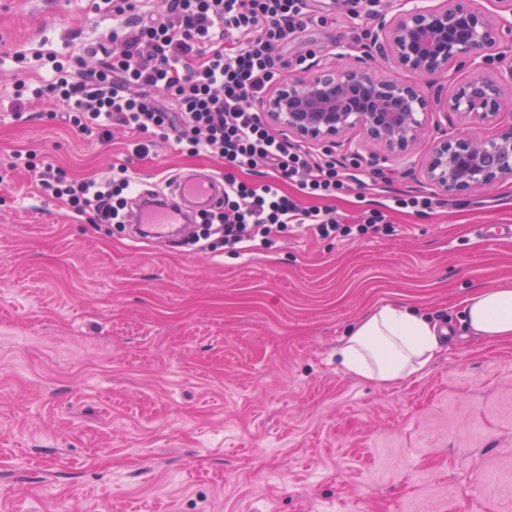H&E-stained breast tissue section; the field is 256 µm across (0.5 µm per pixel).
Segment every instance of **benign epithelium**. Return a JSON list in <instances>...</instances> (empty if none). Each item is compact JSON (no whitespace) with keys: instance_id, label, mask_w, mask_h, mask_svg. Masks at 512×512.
I'll return each mask as SVG.
<instances>
[{"instance_id":"1","label":"benign epithelium","mask_w":512,"mask_h":512,"mask_svg":"<svg viewBox=\"0 0 512 512\" xmlns=\"http://www.w3.org/2000/svg\"><path fill=\"white\" fill-rule=\"evenodd\" d=\"M495 2L496 16L473 0H439L424 11H399L371 32L358 68L338 74L312 66L272 86L257 108L266 123L302 142H349L359 129L378 146L372 154L376 161L413 152L424 112L461 110L474 121H494L512 100V69L505 78L484 73L487 52L498 49L503 39L501 13L512 14V0ZM389 58L416 80L377 77L374 64ZM452 67L474 70L452 100L438 89L423 93L420 81L445 75ZM424 174L449 195L512 178V124L501 126L489 140L463 132L436 140Z\"/></svg>"}]
</instances>
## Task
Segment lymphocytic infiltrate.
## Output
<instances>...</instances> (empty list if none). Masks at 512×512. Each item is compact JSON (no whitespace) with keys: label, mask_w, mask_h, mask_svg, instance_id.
<instances>
[{"label":"lymphocytic infiltrate","mask_w":512,"mask_h":512,"mask_svg":"<svg viewBox=\"0 0 512 512\" xmlns=\"http://www.w3.org/2000/svg\"><path fill=\"white\" fill-rule=\"evenodd\" d=\"M101 2L124 25L109 34L106 61L84 80H73L69 66L52 60L51 77L36 95L53 100L57 120L102 139L120 122L141 134L143 156L152 135L174 140L190 155L217 158L224 167V206L203 221L223 226L230 250L257 239L271 242L291 228L324 239L388 230L387 214L378 208L359 223H341L331 202L350 191L358 175L282 140L251 107L280 78L276 49L319 23L309 0H168L164 16L147 0ZM23 165L77 216L125 223L133 201L127 175L99 182L28 158ZM290 183L296 193H288Z\"/></svg>","instance_id":"lymphocytic-infiltrate-1"}]
</instances>
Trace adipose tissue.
<instances>
[{"instance_id":"adipose-tissue-1","label":"adipose tissue","mask_w":512,"mask_h":512,"mask_svg":"<svg viewBox=\"0 0 512 512\" xmlns=\"http://www.w3.org/2000/svg\"><path fill=\"white\" fill-rule=\"evenodd\" d=\"M470 334L491 342L512 341V287L491 286L466 301ZM444 327L401 303L368 310L336 350L352 374L380 384L409 379L433 360Z\"/></svg>"}]
</instances>
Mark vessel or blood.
Returning a JSON list of instances; mask_svg holds the SVG:
<instances>
[{
  "instance_id": "b4317fda",
  "label": "vessel or blood",
  "mask_w": 512,
  "mask_h": 512,
  "mask_svg": "<svg viewBox=\"0 0 512 512\" xmlns=\"http://www.w3.org/2000/svg\"><path fill=\"white\" fill-rule=\"evenodd\" d=\"M165 197V206L147 211L138 209L130 217L133 223L148 225L151 238L157 242L170 241L176 225L222 204L224 181L206 170L181 173L169 181Z\"/></svg>"
}]
</instances>
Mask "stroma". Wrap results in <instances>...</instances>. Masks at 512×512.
<instances>
[{"label":"stroma","mask_w":512,"mask_h":512,"mask_svg":"<svg viewBox=\"0 0 512 512\" xmlns=\"http://www.w3.org/2000/svg\"><path fill=\"white\" fill-rule=\"evenodd\" d=\"M413 0H379L351 19L343 0H309L332 25L276 56L284 76L357 59L380 19ZM112 27L92 0H0V512H512V342L470 335L465 301L512 284V179L455 196L424 176L433 142L493 138L498 123L430 112L415 152L370 165V144H307L362 174L367 200L439 196L390 213L391 234L321 239L291 231L232 254L130 237L94 224L12 166L30 154L78 178L127 169L163 188L217 159L157 141L147 156L120 126L101 139L49 121L35 53L85 55ZM399 302L450 326L431 365L381 385L336 359L369 309Z\"/></svg>","instance_id":"obj_1"}]
</instances>
